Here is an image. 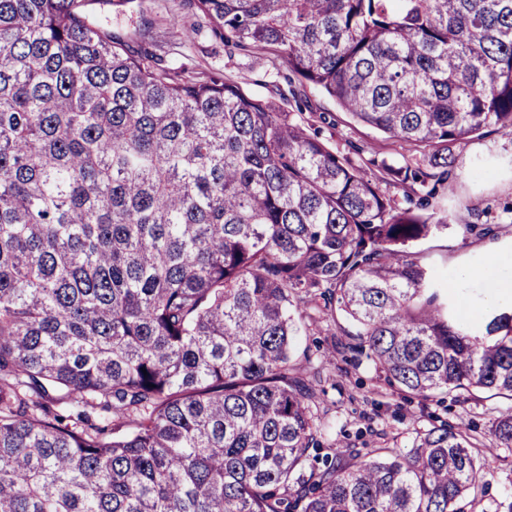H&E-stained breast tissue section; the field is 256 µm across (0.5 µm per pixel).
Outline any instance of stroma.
I'll list each match as a JSON object with an SVG mask.
<instances>
[{
  "mask_svg": "<svg viewBox=\"0 0 512 512\" xmlns=\"http://www.w3.org/2000/svg\"><path fill=\"white\" fill-rule=\"evenodd\" d=\"M106 15L132 54L152 55L163 67L199 68L232 78L251 94L274 96L285 111L302 110L309 132L347 153L367 175L376 174V162L398 166L415 156L408 146L353 123L335 100L314 86L293 90L279 53H227L208 29L194 28L188 0H130L109 7ZM447 186L438 206L449 212L453 226L423 241L420 249L427 263L456 285L461 315L474 319L489 309L498 281L512 275V135L492 131L458 148ZM473 223L499 224L506 231L495 238L464 235L462 225ZM351 331L343 321L328 329L310 328L295 338L300 376L320 374L324 397L318 414L328 443L404 448L416 430L440 421L464 422L476 436L487 437L505 399L465 394L437 406L399 395L356 350ZM483 481L486 492L472 512H496L499 503L512 500V452L497 449Z\"/></svg>",
  "mask_w": 512,
  "mask_h": 512,
  "instance_id": "35a3bbf8",
  "label": "stroma"
}]
</instances>
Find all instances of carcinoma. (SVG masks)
I'll return each instance as SVG.
<instances>
[{"label": "carcinoma", "mask_w": 512, "mask_h": 512, "mask_svg": "<svg viewBox=\"0 0 512 512\" xmlns=\"http://www.w3.org/2000/svg\"><path fill=\"white\" fill-rule=\"evenodd\" d=\"M114 0H0V512H467L451 423L323 452L299 324L355 328L393 390L512 400V306L466 320L405 193L512 134V0H192L421 151L373 180L272 99L129 53ZM489 436L512 449V406Z\"/></svg>", "instance_id": "obj_1"}]
</instances>
